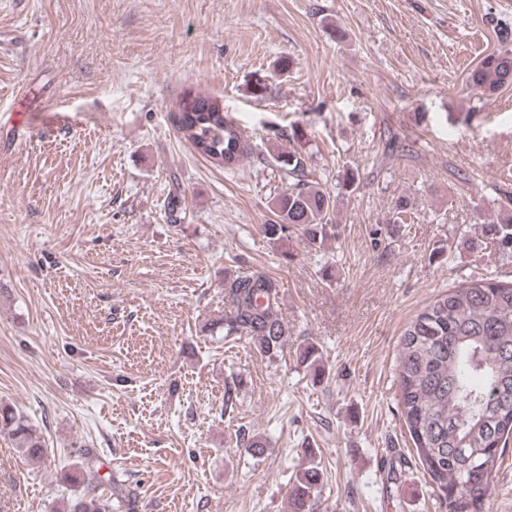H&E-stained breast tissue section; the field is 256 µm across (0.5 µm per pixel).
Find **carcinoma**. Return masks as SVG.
I'll list each match as a JSON object with an SVG mask.
<instances>
[{
  "mask_svg": "<svg viewBox=\"0 0 512 512\" xmlns=\"http://www.w3.org/2000/svg\"><path fill=\"white\" fill-rule=\"evenodd\" d=\"M510 85L512 49H499L470 72L465 90L484 99ZM171 118L193 150L217 168L232 172L252 154L241 127L216 97L192 90L182 96ZM269 155L288 177V187L273 198V218L261 225V232L276 244L297 226L309 246L321 247L339 195L351 193L357 173L346 171L333 193L311 178L301 154L275 147ZM488 228L490 244L512 247V207L504 206ZM279 294L277 281L264 272L235 278L225 288L230 316L217 328L228 336H245L261 354L276 356L287 341L277 314ZM299 360L313 383L324 379L325 366L314 345ZM397 377L405 426L440 508L486 512L490 479L501 458L497 446L512 436V399H500L502 384L512 386V281L477 277L425 305L402 334ZM2 434L27 459L45 456L41 437L11 407L0 406ZM461 448L481 451L477 464L464 472ZM320 476L315 464L296 475L293 512H313L311 496ZM62 481L73 486L64 512H112V506L122 508L133 496L129 492L112 500L98 494L95 472L82 465L63 472Z\"/></svg>",
  "mask_w": 512,
  "mask_h": 512,
  "instance_id": "obj_1",
  "label": "carcinoma"
}]
</instances>
